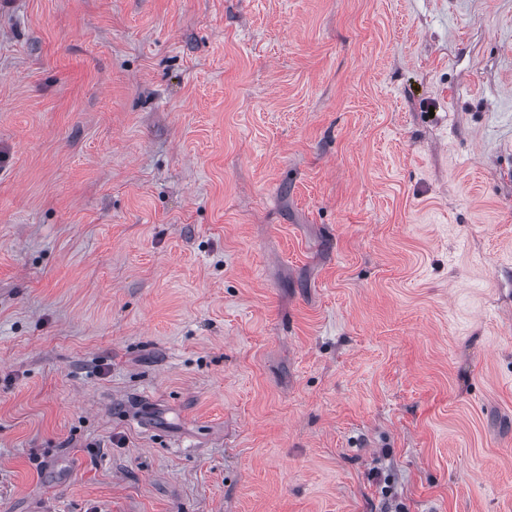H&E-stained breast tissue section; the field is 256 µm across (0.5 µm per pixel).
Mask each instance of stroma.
Segmentation results:
<instances>
[{"label":"stroma","mask_w":512,"mask_h":512,"mask_svg":"<svg viewBox=\"0 0 512 512\" xmlns=\"http://www.w3.org/2000/svg\"><path fill=\"white\" fill-rule=\"evenodd\" d=\"M512 512V0H0V512Z\"/></svg>","instance_id":"stroma-1"}]
</instances>
